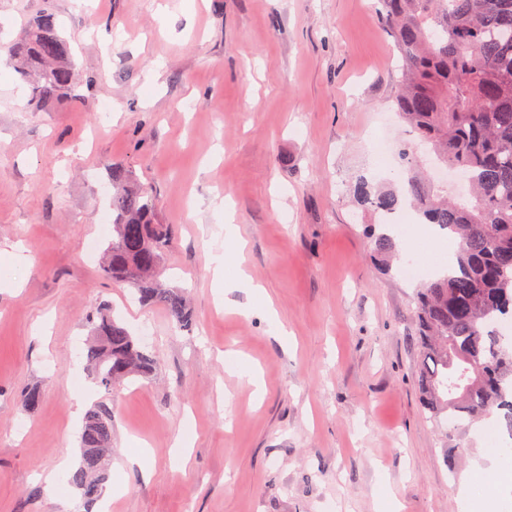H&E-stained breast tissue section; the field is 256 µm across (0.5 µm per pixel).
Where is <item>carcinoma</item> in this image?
<instances>
[{
  "instance_id": "cac0c4a2",
  "label": "carcinoma",
  "mask_w": 512,
  "mask_h": 512,
  "mask_svg": "<svg viewBox=\"0 0 512 512\" xmlns=\"http://www.w3.org/2000/svg\"><path fill=\"white\" fill-rule=\"evenodd\" d=\"M379 20L401 57L391 105L418 132L438 163L470 174L471 199L458 202L435 183L408 148L400 159L403 189L350 183L354 202L387 222L412 199L419 222L433 224L455 243L451 267L423 285L415 298L419 327V379L423 407L438 422L504 421L512 435V340L497 322L512 319V0H377ZM14 55L36 72L32 99L45 102L71 90L70 49L46 11L30 24ZM112 187V241L102 271L133 290L143 303L165 306L183 327L193 324L185 292L159 282L168 225L154 197L132 171L116 166ZM373 251L385 264L399 243L366 225ZM98 341L86 345L97 383L112 387L148 379L156 361L109 307L89 316ZM112 410L84 415L81 463L67 475L84 500L102 496L112 445Z\"/></svg>"
}]
</instances>
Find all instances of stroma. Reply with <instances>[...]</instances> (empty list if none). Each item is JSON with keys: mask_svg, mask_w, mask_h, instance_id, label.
Segmentation results:
<instances>
[{"mask_svg": "<svg viewBox=\"0 0 512 512\" xmlns=\"http://www.w3.org/2000/svg\"><path fill=\"white\" fill-rule=\"evenodd\" d=\"M46 10L74 86L37 107L9 49ZM395 59L370 0H0V512H91L45 480L80 450L72 402L88 386L114 417L112 512H458L477 467L485 512H502V470L485 456L500 421L453 430L419 403L413 298L453 244L393 225L422 273L383 271L349 197L359 172L401 181L399 162L378 163ZM115 165L171 229L162 281L188 291L192 330L88 251L112 239ZM228 210L264 296L214 288ZM102 303L132 334L149 329L153 377L94 384L81 346ZM240 361L260 370L259 399L230 370Z\"/></svg>", "mask_w": 512, "mask_h": 512, "instance_id": "obj_1", "label": "stroma"}]
</instances>
